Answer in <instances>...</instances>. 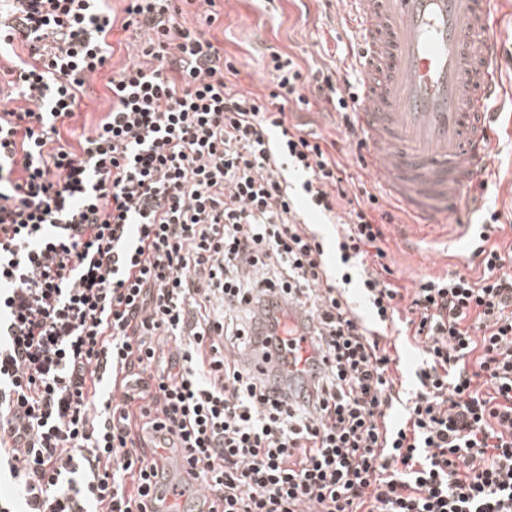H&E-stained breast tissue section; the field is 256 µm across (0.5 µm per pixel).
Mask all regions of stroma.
<instances>
[{"label": "stroma", "mask_w": 512, "mask_h": 512, "mask_svg": "<svg viewBox=\"0 0 512 512\" xmlns=\"http://www.w3.org/2000/svg\"><path fill=\"white\" fill-rule=\"evenodd\" d=\"M345 0H278L273 11H266L263 0H220L219 22L224 27V50L238 62L242 89L262 92L266 84L259 59L268 50L289 54L311 71L334 64L339 81L360 85L361 73L352 60L355 35L345 22ZM114 54L110 66L92 76L89 97L72 128L76 133L90 131L108 111L111 98L106 83L113 71L129 63L134 49L127 33L115 31ZM498 149L493 169L476 192L484 206L500 212L506 224L503 232L492 233L496 243L512 242V135L498 129ZM346 166L355 183L380 195V205L394 217L387 225L389 263L400 285L410 288L427 276L451 271L465 272L468 262L458 259L450 241L459 225L478 221L476 212L460 211L446 224H414L377 185L373 173L360 163L355 145H345Z\"/></svg>", "instance_id": "obj_1"}]
</instances>
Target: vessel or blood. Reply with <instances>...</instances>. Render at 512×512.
I'll return each instance as SVG.
<instances>
[{"label": "vessel or blood", "instance_id": "b4317fda", "mask_svg": "<svg viewBox=\"0 0 512 512\" xmlns=\"http://www.w3.org/2000/svg\"><path fill=\"white\" fill-rule=\"evenodd\" d=\"M503 0H347L363 76L356 120L392 201L441 224L494 158L492 124L507 88Z\"/></svg>", "mask_w": 512, "mask_h": 512}]
</instances>
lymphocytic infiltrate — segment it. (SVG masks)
<instances>
[{
  "mask_svg": "<svg viewBox=\"0 0 512 512\" xmlns=\"http://www.w3.org/2000/svg\"><path fill=\"white\" fill-rule=\"evenodd\" d=\"M216 2L0 0V512H512V250L399 289L390 213L286 112L322 99L362 147L357 93L276 51L243 90ZM118 27L137 58L70 142ZM165 448L193 483H156Z\"/></svg>",
  "mask_w": 512,
  "mask_h": 512,
  "instance_id": "1",
  "label": "lymphocytic infiltrate"
}]
</instances>
